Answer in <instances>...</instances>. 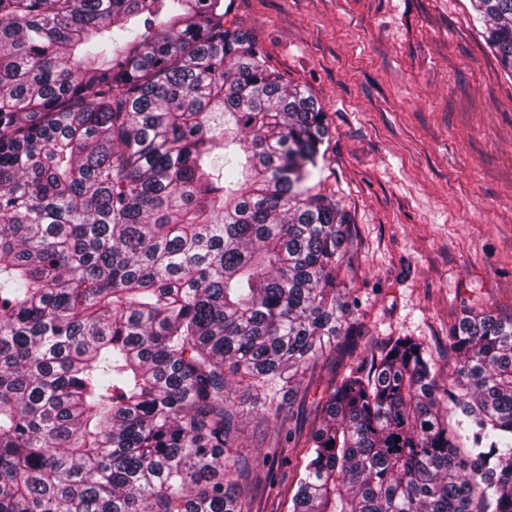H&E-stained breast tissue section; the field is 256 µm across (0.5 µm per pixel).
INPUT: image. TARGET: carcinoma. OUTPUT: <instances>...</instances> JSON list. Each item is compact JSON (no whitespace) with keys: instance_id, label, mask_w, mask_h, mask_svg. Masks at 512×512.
<instances>
[{"instance_id":"obj_1","label":"carcinoma","mask_w":512,"mask_h":512,"mask_svg":"<svg viewBox=\"0 0 512 512\" xmlns=\"http://www.w3.org/2000/svg\"><path fill=\"white\" fill-rule=\"evenodd\" d=\"M512 73V0H471ZM224 0H0V512H251L233 384L305 448L291 512H512V319L342 335L350 217L325 112ZM401 441H395V438Z\"/></svg>"}]
</instances>
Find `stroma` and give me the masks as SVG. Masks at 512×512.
Returning a JSON list of instances; mask_svg holds the SVG:
<instances>
[{
    "label": "stroma",
    "instance_id": "obj_1",
    "mask_svg": "<svg viewBox=\"0 0 512 512\" xmlns=\"http://www.w3.org/2000/svg\"><path fill=\"white\" fill-rule=\"evenodd\" d=\"M326 113L313 181L351 216L345 259L353 339L308 370L293 404L307 425L328 381L399 336L455 376L448 329L465 312L512 318V76L470 0H232L226 18ZM238 453L285 441L236 390ZM301 452L251 475L252 512H290Z\"/></svg>",
    "mask_w": 512,
    "mask_h": 512
}]
</instances>
